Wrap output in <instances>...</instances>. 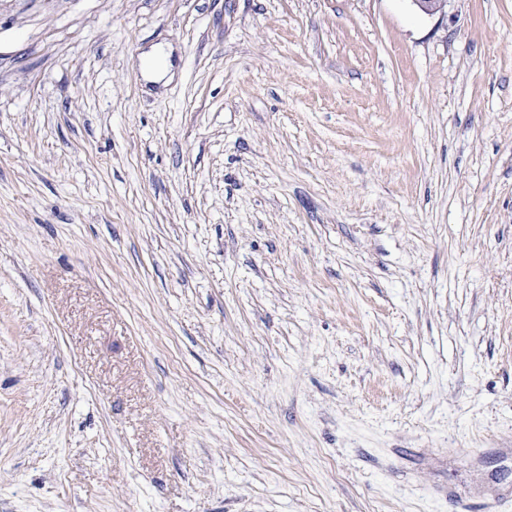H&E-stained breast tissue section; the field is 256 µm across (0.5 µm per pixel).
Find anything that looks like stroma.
Masks as SVG:
<instances>
[{
    "instance_id": "1",
    "label": "stroma",
    "mask_w": 512,
    "mask_h": 512,
    "mask_svg": "<svg viewBox=\"0 0 512 512\" xmlns=\"http://www.w3.org/2000/svg\"><path fill=\"white\" fill-rule=\"evenodd\" d=\"M0 512H512V0H0ZM169 54L162 49H154L146 55L142 71L154 81L163 78L169 70Z\"/></svg>"
}]
</instances>
